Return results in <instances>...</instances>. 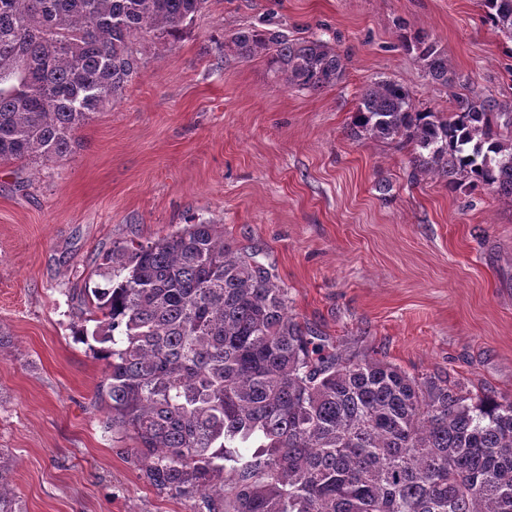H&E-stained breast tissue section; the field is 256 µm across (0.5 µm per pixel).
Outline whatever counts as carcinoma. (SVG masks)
<instances>
[{
  "label": "carcinoma",
  "mask_w": 512,
  "mask_h": 512,
  "mask_svg": "<svg viewBox=\"0 0 512 512\" xmlns=\"http://www.w3.org/2000/svg\"><path fill=\"white\" fill-rule=\"evenodd\" d=\"M205 0H0V161L56 162L92 115L121 101L144 65L141 42L169 41ZM512 38V0H484ZM242 59L265 52L301 90L344 74L313 35L241 29L224 42ZM435 81L448 59L416 38ZM512 113L460 97L418 110L408 89H364L351 136L397 141L452 187L512 197ZM117 284L92 290L93 339L104 361L96 400L159 492L193 512H512V401L435 373L352 360L288 313L287 289L256 252L215 224L112 248Z\"/></svg>",
  "instance_id": "1"
}]
</instances>
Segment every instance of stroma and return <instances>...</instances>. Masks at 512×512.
<instances>
[{"label": "stroma", "mask_w": 512, "mask_h": 512, "mask_svg": "<svg viewBox=\"0 0 512 512\" xmlns=\"http://www.w3.org/2000/svg\"><path fill=\"white\" fill-rule=\"evenodd\" d=\"M254 26L321 35L342 79L314 94L264 56L224 54ZM420 33L448 84L418 59ZM142 54L65 160L0 163V465L22 512H192L107 429L104 363L74 334L113 247L189 224L261 250L292 314L344 354L512 399V198L414 174L411 148L350 134L381 80L420 110L512 104V39L480 0H206L178 42ZM416 49L419 57L425 62L428 74L435 81L448 83V59L444 52L438 48L436 42L428 41L425 37L416 38Z\"/></svg>", "instance_id": "obj_1"}]
</instances>
